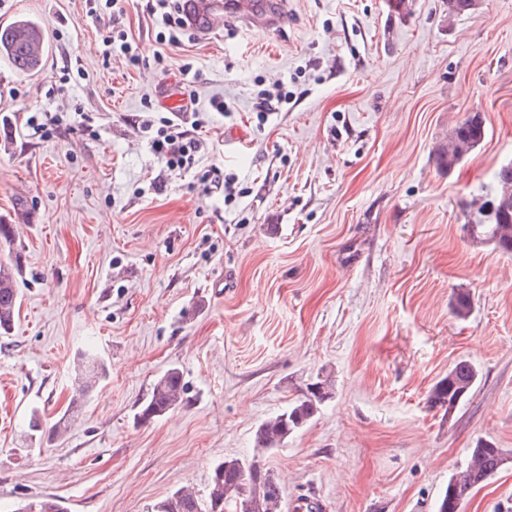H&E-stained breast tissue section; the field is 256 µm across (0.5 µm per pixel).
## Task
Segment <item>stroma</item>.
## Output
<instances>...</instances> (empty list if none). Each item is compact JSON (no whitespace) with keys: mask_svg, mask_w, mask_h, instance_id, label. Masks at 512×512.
Masks as SVG:
<instances>
[{"mask_svg":"<svg viewBox=\"0 0 512 512\" xmlns=\"http://www.w3.org/2000/svg\"><path fill=\"white\" fill-rule=\"evenodd\" d=\"M123 7L137 66L104 60L85 0H0V25L27 16L50 41L31 76L0 57V222L15 227L0 262H19L22 295L0 337V512L34 497L151 512L205 490L214 461L253 456L288 508L313 493L325 512H436L480 442L507 460L461 512H512V254L470 231L512 162V0L454 18L448 0L405 16L388 0H288L277 30L178 48L159 44L147 0ZM278 80L288 100L259 121ZM189 91L202 149L172 172L139 124ZM35 112L88 129L39 137ZM475 112L485 139L438 168ZM213 168L234 176L233 202L205 190ZM85 351L107 375L82 397ZM462 359L479 379L447 415L428 398ZM172 367L184 404L140 420ZM320 375L331 398L256 455L258 426Z\"/></svg>","mask_w":512,"mask_h":512,"instance_id":"stroma-1","label":"stroma"}]
</instances>
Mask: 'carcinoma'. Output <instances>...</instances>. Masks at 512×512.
<instances>
[{
    "mask_svg": "<svg viewBox=\"0 0 512 512\" xmlns=\"http://www.w3.org/2000/svg\"><path fill=\"white\" fill-rule=\"evenodd\" d=\"M45 41L40 24L29 17H19L0 26V55L23 75L37 73L45 52L29 47L28 38ZM486 135L485 123L479 113L468 116L448 136V147L436 153L438 165L453 169L460 156L471 152ZM483 223L473 224V237L494 244L503 253H512V201L506 203L496 194L488 197L479 208ZM18 266L0 264V335L10 333L19 306L17 288ZM104 368L92 357L83 358L78 384L87 392L100 380ZM477 368L461 360L448 370V377L431 390V403L448 414L455 411L478 380ZM330 376L317 377L307 386L304 398L295 401L285 411L268 418L256 431L255 449L278 448L289 436L306 426L316 415L318 405L332 394ZM184 387L180 371L168 369L153 384L138 416L146 421L160 417L184 402ZM503 450L490 443H479L472 449L466 475L453 476L437 505V512H456L471 489L492 477L503 465ZM248 504L249 512H282L283 494L274 475L261 467L256 458H225L214 463L204 493L181 488L156 503L152 512H238ZM19 512H64L54 498L38 497L26 501Z\"/></svg>",
    "mask_w": 512,
    "mask_h": 512,
    "instance_id": "1",
    "label": "carcinoma"
}]
</instances>
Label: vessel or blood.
I'll return each mask as SVG.
<instances>
[{"label":"vessel or blood","mask_w":512,"mask_h":512,"mask_svg":"<svg viewBox=\"0 0 512 512\" xmlns=\"http://www.w3.org/2000/svg\"><path fill=\"white\" fill-rule=\"evenodd\" d=\"M183 7L186 20L202 34L216 31L230 19L246 28L259 25L272 31L287 17L286 0H273L262 13L255 10L252 0H185Z\"/></svg>","instance_id":"1"}]
</instances>
